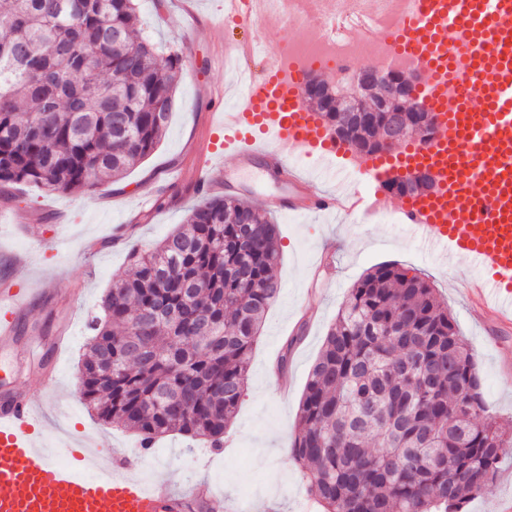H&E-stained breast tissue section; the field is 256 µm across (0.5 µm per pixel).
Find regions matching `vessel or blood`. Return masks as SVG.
Wrapping results in <instances>:
<instances>
[{
	"label": "vessel or blood",
	"instance_id": "vessel-or-blood-1",
	"mask_svg": "<svg viewBox=\"0 0 512 512\" xmlns=\"http://www.w3.org/2000/svg\"><path fill=\"white\" fill-rule=\"evenodd\" d=\"M415 9L391 36L411 66L425 77L426 105L435 132L403 158L405 167L432 170L437 190L415 200L392 201L404 227L444 256L469 262L479 272L466 286L469 298L512 321V0H414ZM237 25L253 20L284 27L289 19L269 12L263 0H224ZM233 50L249 81L234 108L218 113L224 152L240 162L267 158L271 172L286 177L282 199L290 214L364 208L355 190L317 189L319 176L336 173L340 148L301 97L307 70L286 52L263 55L252 39ZM456 92H449V82ZM482 111H471L470 99ZM313 159L305 176L294 156ZM29 299L24 289L0 292V343L12 341ZM42 404L29 395L0 394V512H171L177 495L166 479L150 485L127 476L126 457L102 456L88 445L63 441L43 447ZM116 470L109 478L86 475L87 466Z\"/></svg>",
	"mask_w": 512,
	"mask_h": 512
}]
</instances>
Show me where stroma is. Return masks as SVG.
Instances as JSON below:
<instances>
[{"label":"stroma","mask_w":512,"mask_h":512,"mask_svg":"<svg viewBox=\"0 0 512 512\" xmlns=\"http://www.w3.org/2000/svg\"><path fill=\"white\" fill-rule=\"evenodd\" d=\"M136 7L144 31L185 63L168 128L155 151L120 183L91 192L62 194L28 185L13 199L0 198V289L25 288L32 294L16 340L0 346V383L36 393L41 372L57 369L59 383L42 419L49 444L66 433L102 451L138 455L134 474L145 482L164 476L179 490L197 481L235 512H322L289 452L300 400L348 290L371 267L386 262L425 277L447 303L473 354L489 414L503 427L512 426V325L500 324L492 312L468 300L463 284L476 275L469 263L422 249L402 225L386 218L276 212L273 199L284 187L266 176L259 160L243 166L229 159L224 170L211 175L210 197L232 194L272 214L280 230L275 268L280 293L252 349L247 390L223 447L175 433L145 451L132 431L98 420L87 408L77 380L90 318L112 282L132 276L131 250L152 246L183 224L199 199L190 180L198 155L220 149L224 140L213 114L234 102L231 89L239 84L236 71L221 63L225 41L247 36L273 54L287 42L321 38L313 27L286 30L259 22L235 27L224 20L222 0H137ZM300 326L304 338L290 356L291 388L283 397L269 382L268 367ZM65 327L74 340L55 351L53 338ZM507 502H512L509 459L466 512H500Z\"/></svg>","instance_id":"1"}]
</instances>
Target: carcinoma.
I'll return each mask as SVG.
<instances>
[{
	"mask_svg": "<svg viewBox=\"0 0 512 512\" xmlns=\"http://www.w3.org/2000/svg\"><path fill=\"white\" fill-rule=\"evenodd\" d=\"M0 193H84L158 146L184 64L139 29L135 0H0ZM336 120L330 97L311 96ZM278 225L232 196L132 252L80 365L82 398L148 449L178 432L219 447L279 294ZM290 453L324 512H464L512 454L473 356L434 288L394 263L350 289L312 366Z\"/></svg>",
	"mask_w": 512,
	"mask_h": 512,
	"instance_id": "1",
	"label": "carcinoma"
}]
</instances>
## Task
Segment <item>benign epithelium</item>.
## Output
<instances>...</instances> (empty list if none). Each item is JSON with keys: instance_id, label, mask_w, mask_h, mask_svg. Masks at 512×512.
Instances as JSON below:
<instances>
[{"instance_id": "7a95c632", "label": "benign epithelium", "mask_w": 512, "mask_h": 512, "mask_svg": "<svg viewBox=\"0 0 512 512\" xmlns=\"http://www.w3.org/2000/svg\"><path fill=\"white\" fill-rule=\"evenodd\" d=\"M422 82L413 68L385 72L373 66L356 72L354 80L336 92V121L328 123L336 141L371 156L390 153L409 139L430 136L435 123L418 98ZM349 112L357 113L359 127L376 130L364 146L350 139ZM389 189L400 198H416L433 193L436 180L426 169L399 170L390 178Z\"/></svg>"}]
</instances>
